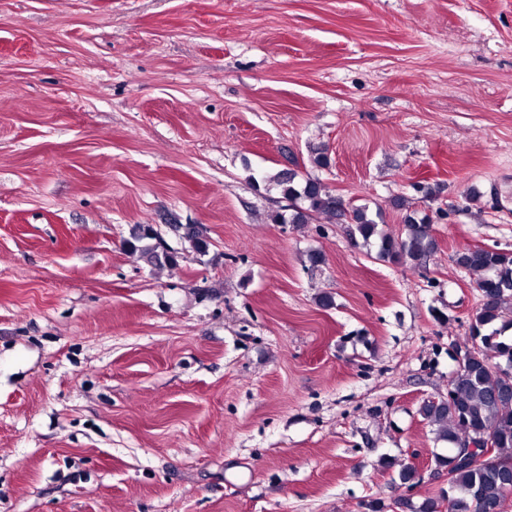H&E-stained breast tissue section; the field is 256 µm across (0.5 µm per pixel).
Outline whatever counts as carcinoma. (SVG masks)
<instances>
[{
    "instance_id": "1",
    "label": "carcinoma",
    "mask_w": 512,
    "mask_h": 512,
    "mask_svg": "<svg viewBox=\"0 0 512 512\" xmlns=\"http://www.w3.org/2000/svg\"><path fill=\"white\" fill-rule=\"evenodd\" d=\"M277 185L292 205L287 217L278 212L271 215L276 224H309L318 216L336 219L353 242L367 244L376 237L379 256L398 263H418L434 250L431 233L422 228L430 223L427 216L405 215L403 224L418 228L395 237L378 231L366 207L332 193L317 177L299 179L290 173L277 180ZM124 246L154 267L177 263L178 255L162 254L142 224L132 229ZM454 262L491 299L479 303L471 316L470 337L479 338V345L450 381L451 399L423 402L420 415L434 428L437 439L451 448L467 435L486 434L492 437L495 450L491 458L475 465L456 463L452 454L435 456L438 464L448 468V490L425 500L416 512H483L487 504L503 503L507 479L512 476V373L503 371V366L512 363V339H504V333L512 329V251L463 250L455 254Z\"/></svg>"
}]
</instances>
